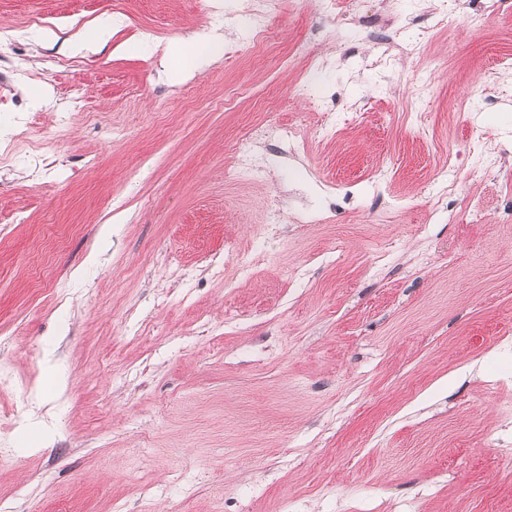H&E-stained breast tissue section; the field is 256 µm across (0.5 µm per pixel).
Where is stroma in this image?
I'll list each match as a JSON object with an SVG mask.
<instances>
[{"label": "stroma", "mask_w": 512, "mask_h": 512, "mask_svg": "<svg viewBox=\"0 0 512 512\" xmlns=\"http://www.w3.org/2000/svg\"><path fill=\"white\" fill-rule=\"evenodd\" d=\"M483 2L428 0L448 23L372 67L411 0H281L247 50L251 0H0V512H512V388L488 389L512 385V11L476 31ZM105 12L110 45L62 50ZM208 31L210 65L161 79ZM398 70L435 86L416 111ZM19 112L54 135L43 163ZM300 112L304 144L225 180L239 135ZM452 146L481 223L429 198ZM330 194L327 223L260 234L270 202Z\"/></svg>", "instance_id": "1"}]
</instances>
